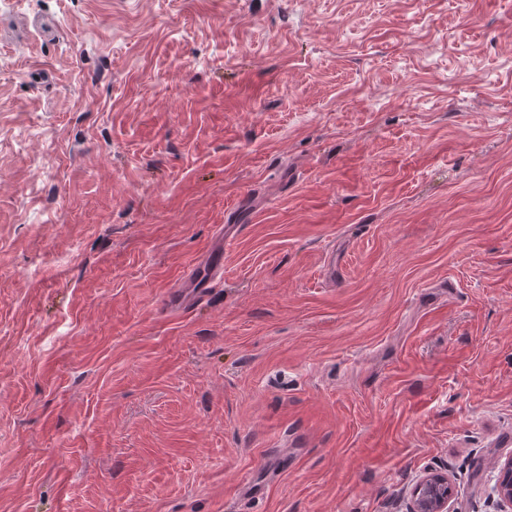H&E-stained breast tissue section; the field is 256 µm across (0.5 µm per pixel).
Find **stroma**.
<instances>
[{"label":"stroma","instance_id":"35a3bbf8","mask_svg":"<svg viewBox=\"0 0 512 512\" xmlns=\"http://www.w3.org/2000/svg\"><path fill=\"white\" fill-rule=\"evenodd\" d=\"M511 454L512 0H0V512H501ZM450 496L447 474L428 473L414 487L409 512H449Z\"/></svg>","mask_w":512,"mask_h":512}]
</instances>
